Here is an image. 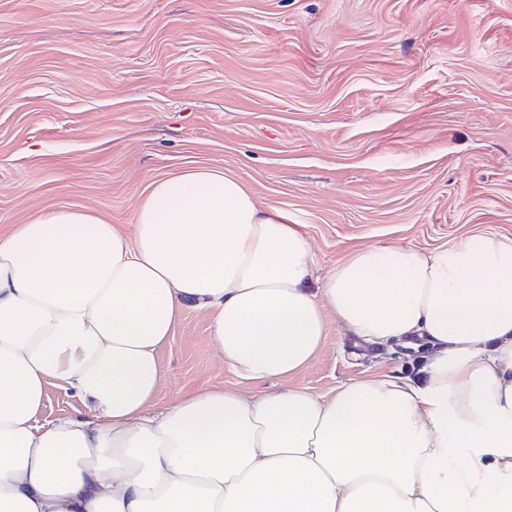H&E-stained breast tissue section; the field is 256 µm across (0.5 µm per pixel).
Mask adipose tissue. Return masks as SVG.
Listing matches in <instances>:
<instances>
[{"instance_id":"ef3b65f1","label":"adipose tissue","mask_w":512,"mask_h":512,"mask_svg":"<svg viewBox=\"0 0 512 512\" xmlns=\"http://www.w3.org/2000/svg\"><path fill=\"white\" fill-rule=\"evenodd\" d=\"M134 227L63 207L0 233V512H512V239L367 245L314 287L305 225L208 167L154 181ZM191 307L272 390L153 412ZM333 321L429 343L422 380L297 384ZM53 385L85 412L39 424Z\"/></svg>"}]
</instances>
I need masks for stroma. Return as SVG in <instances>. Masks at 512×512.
I'll use <instances>...</instances> for the list:
<instances>
[{
    "mask_svg": "<svg viewBox=\"0 0 512 512\" xmlns=\"http://www.w3.org/2000/svg\"><path fill=\"white\" fill-rule=\"evenodd\" d=\"M206 166L349 250L512 238V0H0V232L59 207L125 233L152 182ZM188 310L156 409L250 389ZM426 342L330 326L319 394L413 374Z\"/></svg>",
    "mask_w": 512,
    "mask_h": 512,
    "instance_id": "obj_1",
    "label": "stroma"
}]
</instances>
